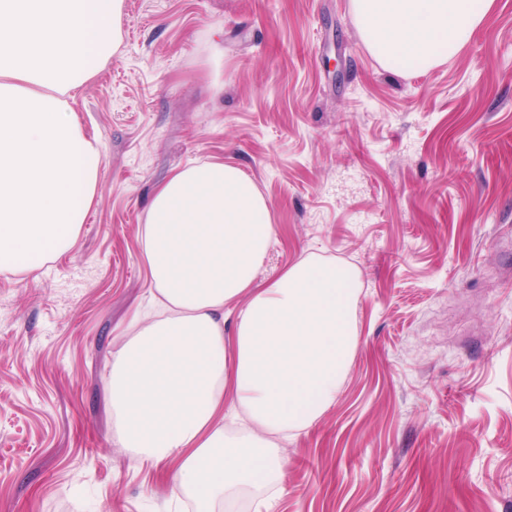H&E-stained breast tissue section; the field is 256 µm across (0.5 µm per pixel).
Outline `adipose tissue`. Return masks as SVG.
I'll return each instance as SVG.
<instances>
[{
    "instance_id": "obj_1",
    "label": "adipose tissue",
    "mask_w": 512,
    "mask_h": 512,
    "mask_svg": "<svg viewBox=\"0 0 512 512\" xmlns=\"http://www.w3.org/2000/svg\"><path fill=\"white\" fill-rule=\"evenodd\" d=\"M494 0H351L387 67L458 54ZM123 0H0V270L32 274L70 250L97 193L101 150L77 122V91L119 47ZM274 228L239 167L216 160L156 188L141 245L165 315L135 318L107 392L126 451L179 460L170 496L264 512L286 459L279 438L334 402L357 346L355 288L305 259L264 282ZM248 301L224 336V307Z\"/></svg>"
}]
</instances>
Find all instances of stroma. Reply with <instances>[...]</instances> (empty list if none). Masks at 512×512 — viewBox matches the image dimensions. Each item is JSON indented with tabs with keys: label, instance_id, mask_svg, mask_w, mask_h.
<instances>
[{
	"label": "stroma",
	"instance_id": "stroma-1",
	"mask_svg": "<svg viewBox=\"0 0 512 512\" xmlns=\"http://www.w3.org/2000/svg\"><path fill=\"white\" fill-rule=\"evenodd\" d=\"M78 92L98 191L69 251L0 272V512H162L105 382L150 299L140 229L175 171L265 199L258 272L351 266L358 346L283 447L269 512H512V0L457 55L386 68L349 0H124Z\"/></svg>",
	"mask_w": 512,
	"mask_h": 512
}]
</instances>
